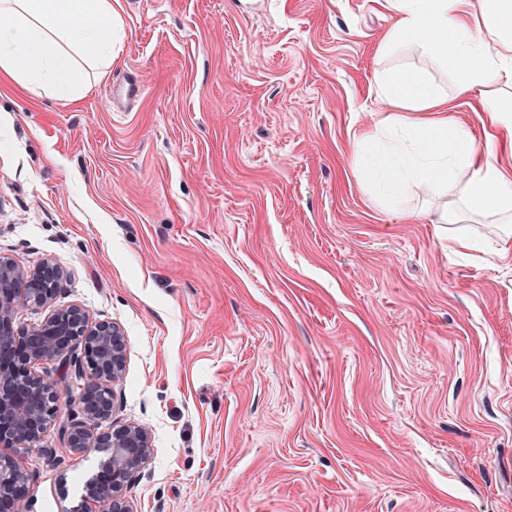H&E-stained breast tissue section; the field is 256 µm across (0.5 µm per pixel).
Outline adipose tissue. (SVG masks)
Masks as SVG:
<instances>
[{
	"mask_svg": "<svg viewBox=\"0 0 512 512\" xmlns=\"http://www.w3.org/2000/svg\"><path fill=\"white\" fill-rule=\"evenodd\" d=\"M397 15L383 50L416 44L444 63L460 93L476 97L486 150L462 124L449 125L447 96L412 73L379 78L394 113L354 136L353 154L378 147L363 170L396 199L413 189L437 190L450 204L440 216L448 241L473 245L456 232L466 217L512 218V99H490L484 88L512 82V0H390ZM124 30L119 0H0V77L25 87L48 83L61 97L77 92L78 70L106 75Z\"/></svg>",
	"mask_w": 512,
	"mask_h": 512,
	"instance_id": "1",
	"label": "adipose tissue"
}]
</instances>
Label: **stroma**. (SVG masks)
Wrapping results in <instances>:
<instances>
[{
	"label": "stroma",
	"mask_w": 512,
	"mask_h": 512,
	"mask_svg": "<svg viewBox=\"0 0 512 512\" xmlns=\"http://www.w3.org/2000/svg\"><path fill=\"white\" fill-rule=\"evenodd\" d=\"M78 99L0 91V253L68 273L55 304L122 325L113 420L149 428L134 512H512V253L449 248L348 147L376 73L453 96L388 0H122ZM141 87L131 95L128 85ZM27 512H74L96 455L61 448Z\"/></svg>",
	"instance_id": "35a3bbf8"
}]
</instances>
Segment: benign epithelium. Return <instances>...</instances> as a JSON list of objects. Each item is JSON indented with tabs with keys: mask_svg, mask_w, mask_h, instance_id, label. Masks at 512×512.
Listing matches in <instances>:
<instances>
[{
	"mask_svg": "<svg viewBox=\"0 0 512 512\" xmlns=\"http://www.w3.org/2000/svg\"><path fill=\"white\" fill-rule=\"evenodd\" d=\"M66 282L65 271L52 259L24 269L0 256V446L34 448L57 418L61 395L41 366L57 362L86 372L67 445L76 454L96 453L99 460L79 512H134L126 491L154 453L152 434L134 424L98 428L99 421L112 418L113 388L126 369L124 330L116 322L91 321L78 306L56 309L30 329L15 325L19 306L51 304ZM29 493V473L0 453V512H26Z\"/></svg>",
	"mask_w": 512,
	"mask_h": 512,
	"instance_id": "7a95c632",
	"label": "benign epithelium"
}]
</instances>
